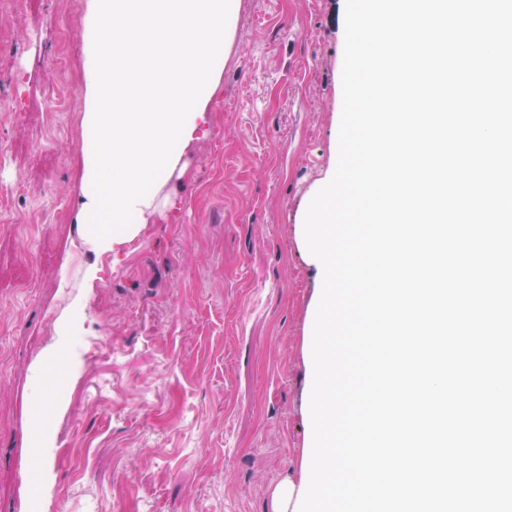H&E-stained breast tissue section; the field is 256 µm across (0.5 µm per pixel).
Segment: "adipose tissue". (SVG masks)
I'll return each instance as SVG.
<instances>
[{
	"label": "adipose tissue",
	"mask_w": 512,
	"mask_h": 512,
	"mask_svg": "<svg viewBox=\"0 0 512 512\" xmlns=\"http://www.w3.org/2000/svg\"><path fill=\"white\" fill-rule=\"evenodd\" d=\"M239 0H96L86 73L87 253L116 254L155 214V198L204 134L229 58Z\"/></svg>",
	"instance_id": "ef3b65f1"
}]
</instances>
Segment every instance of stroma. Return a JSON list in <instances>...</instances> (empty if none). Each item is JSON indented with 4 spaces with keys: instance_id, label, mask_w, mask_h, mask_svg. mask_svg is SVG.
Returning a JSON list of instances; mask_svg holds the SVG:
<instances>
[{
    "instance_id": "obj_1",
    "label": "stroma",
    "mask_w": 512,
    "mask_h": 512,
    "mask_svg": "<svg viewBox=\"0 0 512 512\" xmlns=\"http://www.w3.org/2000/svg\"><path fill=\"white\" fill-rule=\"evenodd\" d=\"M90 6L0 0V512H286L313 439L302 220L338 159L346 0H239L209 132L115 258L79 237ZM58 357L34 484L33 385Z\"/></svg>"
}]
</instances>
